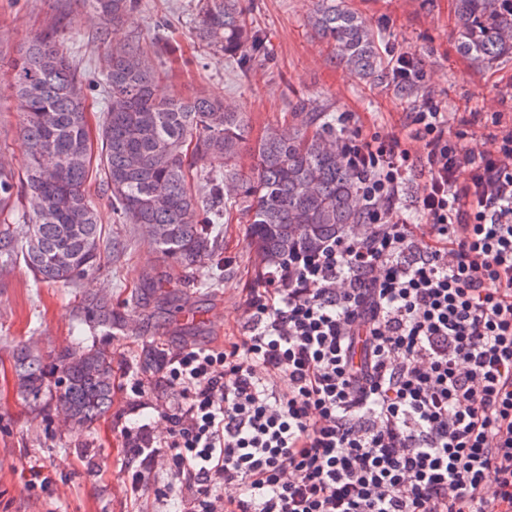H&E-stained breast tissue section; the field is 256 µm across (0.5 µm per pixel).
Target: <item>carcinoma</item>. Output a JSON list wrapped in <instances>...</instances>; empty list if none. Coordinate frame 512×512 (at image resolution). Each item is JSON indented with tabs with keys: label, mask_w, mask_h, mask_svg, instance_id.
<instances>
[{
	"label": "carcinoma",
	"mask_w": 512,
	"mask_h": 512,
	"mask_svg": "<svg viewBox=\"0 0 512 512\" xmlns=\"http://www.w3.org/2000/svg\"><path fill=\"white\" fill-rule=\"evenodd\" d=\"M83 9L118 26L141 0H81ZM307 26L330 48L331 60L368 84L389 78L375 29L346 0H313ZM198 44L224 54L246 79L269 54L263 32L242 0H199L194 24ZM451 36L460 54L492 68L512 59V0H455ZM180 48L157 32L149 48L137 41L105 51V73L87 81L76 74L60 30L31 39L13 64L19 136L25 145L18 172L0 168V267L23 262L38 283L75 285L101 268L102 224L88 186H105L112 214L145 228L169 271L194 272L199 285L216 280L204 269L217 249L222 225H246L258 262L273 265L289 255L314 252L324 242L365 222L367 206L344 159L346 131L331 104L297 97L289 102L288 127L267 126L254 145V164L238 160L250 133L246 113L224 97L190 98L159 93L158 63ZM105 99L97 138H92L85 90ZM405 100L423 96L420 83L394 85ZM104 335L121 326L112 297L82 302L83 326ZM19 393L34 402L49 389L74 424L89 425L112 404L116 371L105 346H78L49 363L22 346L13 353Z\"/></svg>",
	"instance_id": "carcinoma-1"
}]
</instances>
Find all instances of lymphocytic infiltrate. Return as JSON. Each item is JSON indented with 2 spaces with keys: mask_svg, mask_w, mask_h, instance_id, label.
<instances>
[{
  "mask_svg": "<svg viewBox=\"0 0 512 512\" xmlns=\"http://www.w3.org/2000/svg\"><path fill=\"white\" fill-rule=\"evenodd\" d=\"M448 123L430 97L350 132L366 232L273 266L239 335L164 360L166 440L121 435L187 512H512V129L484 152Z\"/></svg>",
  "mask_w": 512,
  "mask_h": 512,
  "instance_id": "f902f5d3",
  "label": "lymphocytic infiltrate"
}]
</instances>
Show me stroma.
<instances>
[{
    "label": "stroma",
    "mask_w": 512,
    "mask_h": 512,
    "mask_svg": "<svg viewBox=\"0 0 512 512\" xmlns=\"http://www.w3.org/2000/svg\"><path fill=\"white\" fill-rule=\"evenodd\" d=\"M198 0H141V8L122 25L89 19L74 0H0V160L20 169L24 145L17 133L18 101L10 83L13 59L21 46L55 23L65 34L85 74L105 67V45L117 41L148 42L156 22H165L183 47L162 80L163 93L185 96L197 91L223 96L250 118L251 138L264 127L282 122L288 102L304 96L334 103L350 115V129L387 133L414 103L398 98L391 85L369 86L333 64L329 50L306 24L311 0H244L251 18L269 37L272 53L258 62L248 80H239L223 55L200 50L192 17ZM374 27L387 35L385 51L417 53L426 63V93L448 112L453 133L470 136L472 113H504L512 119V60L492 69L476 67L460 55L450 37L454 0H349ZM101 215L105 243H119L105 255V266L77 287L37 283L24 264L0 270V512H182L171 491L166 456L141 463L124 448L120 426L150 424L155 440H165L160 414L176 399L160 383L158 358L185 345H220L238 335L245 320L244 300L258 284L259 272L241 224H228L215 256L222 280L202 288L185 274L171 276L162 293L148 291V279L161 269L158 254L135 226L117 224L106 194L91 186ZM110 295L127 321L112 335H87L86 344L104 345L115 367L130 369L145 384L144 397L118 385L112 408L89 426L63 420L50 394L38 402L23 399L12 371V355L26 345L50 356L71 347L74 310L85 294ZM197 313L193 324L181 323V312ZM44 479L31 480V467ZM140 483H133L134 471Z\"/></svg>",
    "instance_id": "1"
}]
</instances>
